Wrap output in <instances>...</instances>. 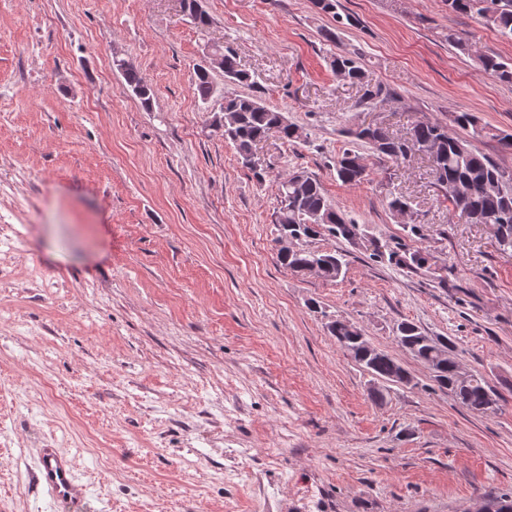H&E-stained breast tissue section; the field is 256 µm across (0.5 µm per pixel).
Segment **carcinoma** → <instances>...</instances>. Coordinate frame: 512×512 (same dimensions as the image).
I'll return each instance as SVG.
<instances>
[{"instance_id":"1","label":"carcinoma","mask_w":512,"mask_h":512,"mask_svg":"<svg viewBox=\"0 0 512 512\" xmlns=\"http://www.w3.org/2000/svg\"><path fill=\"white\" fill-rule=\"evenodd\" d=\"M448 10L461 14H475L498 33L512 40V0H444ZM321 13L330 14L337 22L354 23L351 17H342L337 0H312ZM213 52L224 58V78L252 87L257 82L238 68L233 51L217 46ZM477 67L485 74L505 82H512V62L492 55L474 54ZM121 74L124 89L150 108L154 91L134 66L124 60L114 61ZM330 66L344 74L348 81L366 87L361 103L370 108L388 101L390 93L380 84L371 85L365 71L354 56H334ZM195 90L205 104L211 102L214 87L210 70L201 67L195 72ZM282 112L267 106L253 94L224 96L220 108L213 111L212 122L224 123L221 135L231 143L243 167L253 172L257 181L265 180V172L249 165V158L256 145L276 136L285 142L295 139L294 126L284 125ZM453 123L462 129L472 130V136H491L504 149H512L511 133H496L480 125L471 112H457ZM344 134L354 141L367 145L381 162L395 165L404 163L412 154L428 143H434L433 172L436 185L449 205L460 209L473 224L496 226L495 237L499 246L512 248V173L501 170L488 156L472 148L466 137H451L447 125L430 119L417 122L404 137L380 128L358 133L350 129ZM363 156L354 149H344L336 157V176L344 184L358 185L365 180L360 170L366 169ZM277 236L274 239L280 264L294 273H303L314 262L321 265L318 276L334 282L343 275V256L335 251L313 248L310 243L325 235L352 240L358 235L359 225L336 209L325 197L321 182L313 174L295 168L278 182L275 210ZM327 332L336 339L341 349L355 363L371 372L383 383L400 384L409 375L394 357L384 350L374 353L363 343L352 339L357 326L341 317H332L325 323ZM395 341L401 347L415 352V357L429 370L432 382L447 392L470 411L488 414L498 409L499 394L480 375H472L467 382L457 378L454 356L455 345L448 337L427 339L419 326L409 321L398 324Z\"/></svg>"}]
</instances>
